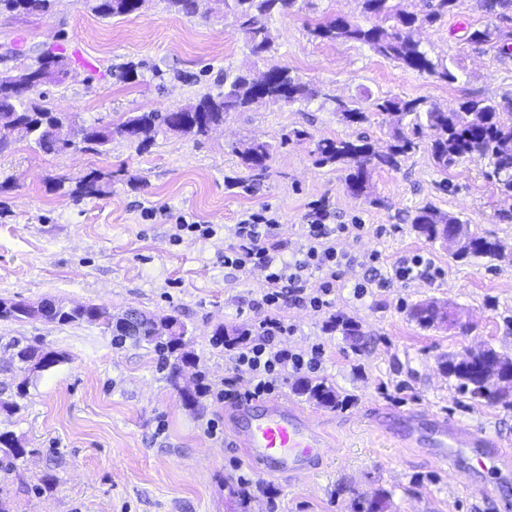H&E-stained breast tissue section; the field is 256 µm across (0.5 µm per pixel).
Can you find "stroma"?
<instances>
[{
    "mask_svg": "<svg viewBox=\"0 0 512 512\" xmlns=\"http://www.w3.org/2000/svg\"><path fill=\"white\" fill-rule=\"evenodd\" d=\"M336 15L361 20L358 0H297L272 18L276 50L256 63L233 13L212 9L209 0L192 17L166 0H145L137 13L108 19L84 0H55L47 15L0 14V70L15 66L11 49L28 58L45 47L66 52L69 78L40 86L35 97L80 126L185 105L217 92L228 68L285 66L329 94L308 104L259 102L229 113L204 138L161 133L144 150L117 137L99 154L46 152L18 135L0 152V298L180 316L186 348L208 384L196 405H186L169 360L150 345L115 341L96 322L0 321V432H13L29 450L12 469H0V500L9 512H355L377 489L389 494L388 512L512 506V408L472 400L438 368L439 360L482 344L512 354V262L455 258L411 224L416 209L431 203L512 252V221L498 217L502 203L484 176L485 161L440 171L423 137L400 169L372 172L370 196L354 197L345 171L317 165L313 154L323 138L361 133L377 149L390 143L382 116L343 122L335 96L363 108L370 98L397 96L445 111L473 98H512V54L499 52L512 44V10L495 15L479 0H459L451 13L414 30L429 55L457 74L453 83L403 69L361 43L311 36L316 22ZM483 28L491 30L490 42L468 41L469 31ZM130 62L138 76L127 80L122 69ZM294 130L305 139L285 141ZM253 139L273 147L258 182L248 181L233 151ZM96 170L112 174L105 195L77 198L56 187L58 179ZM316 201L327 204L331 223L368 231L340 241L359 263L345 272L330 311L286 309L295 345L324 346L319 378L342 400L322 407L297 394L298 376L288 374L280 398L313 411L328 442L316 468L294 480L247 462L231 431L232 405L222 398L226 382L243 390L249 376L231 368L214 332L251 327L264 274L228 275L224 233L201 239L174 226L230 225L263 212L288 257ZM374 254L390 285L356 298ZM415 259L435 277L395 280V266ZM427 299L467 311L470 329L421 328L409 311ZM345 322L358 340L345 336ZM29 344L65 360L25 375L11 356ZM13 401L18 410L10 409ZM444 416L463 430L486 431L502 453L498 469L481 470L476 448L449 460L436 455L434 420ZM243 477L244 502L231 494Z\"/></svg>",
    "mask_w": 512,
    "mask_h": 512,
    "instance_id": "1",
    "label": "stroma"
}]
</instances>
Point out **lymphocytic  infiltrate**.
Returning <instances> with one entry per match:
<instances>
[{"instance_id":"obj_1","label":"lymphocytic infiltrate","mask_w":512,"mask_h":512,"mask_svg":"<svg viewBox=\"0 0 512 512\" xmlns=\"http://www.w3.org/2000/svg\"><path fill=\"white\" fill-rule=\"evenodd\" d=\"M329 216V211L315 208L312 222L302 227L299 248L288 260L282 257L279 244L272 241L266 216L247 213L230 227L225 267L239 272L262 270L265 287L256 302L258 318L243 339L227 347L234 367L249 373V386L241 393L225 390V399H263L282 389L284 370L308 375L319 370L323 349L293 345L296 327L289 323L284 306L291 301L316 312L329 310L345 271L356 264V256L339 248L337 237L361 235L364 225L332 224ZM313 277L318 287H309Z\"/></svg>"}]
</instances>
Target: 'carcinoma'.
I'll return each mask as SVG.
<instances>
[{"instance_id": "cac0c4a2", "label": "carcinoma", "mask_w": 512, "mask_h": 512, "mask_svg": "<svg viewBox=\"0 0 512 512\" xmlns=\"http://www.w3.org/2000/svg\"><path fill=\"white\" fill-rule=\"evenodd\" d=\"M89 9L102 18L126 16L136 13L140 6L137 0H87ZM233 11L244 35L250 55L257 61H264L274 51V36L269 26L272 17L295 6L296 0H232ZM457 0H427L428 11L419 16L398 8L393 0H360L361 13L365 19H373L371 25L352 21L344 16H335L317 24L310 33L313 37L329 41H355L367 45L376 54L393 60L404 68L435 76L446 82L457 80L448 66L434 61L420 42L411 36V29L417 25L431 24L444 14L452 12ZM54 0H0V14L38 13L52 11ZM61 58L71 59L62 52L41 51L26 71L34 76ZM276 75L259 85L249 75L238 73L231 77L224 75V89L206 93L194 103L186 105L179 121L161 112H129L123 121L112 127L94 123L85 126L84 149L99 150L108 146L114 136L126 139L135 136L138 145H150L160 133H173L180 138L197 140L206 136L209 130L224 123V116L230 112L242 111L259 98H278L288 104L310 103L322 96L321 89L300 81L291 75L286 67L274 66ZM420 100H405L399 97H378L372 102V109L389 119L391 146L387 153L375 151L367 137L350 139H321L316 144L317 162L320 165L341 166L348 171L347 189L358 195H366L370 189V172L376 169H396L401 158L417 147L414 136L422 133L423 127L432 130L430 144L432 160L437 168L448 170L466 158L477 156L488 161L491 171L486 173L508 208L499 210L498 217L512 220V101L505 104L487 99H471L452 111L436 108L424 110ZM334 111L350 124L368 121L366 111L350 102L335 101ZM64 118L58 116L29 95L16 96L0 83V128L21 124L43 150L64 151L51 130L63 125ZM272 145L265 141L250 140L235 152L249 172V179L257 181L266 175ZM112 173L92 171L82 177L71 191L75 196H101L107 192ZM459 224L457 216L442 213L431 205L418 208L412 220L414 228L429 241L433 238V223ZM497 244L482 236L473 238L470 250L457 254L465 258H496ZM0 319L22 321L27 319V304L24 300L0 299ZM131 322L116 319L104 307L82 305L70 307L61 305L51 320L62 324L80 321L97 322L118 341L132 340L135 343L152 344L163 353L174 357L175 363L194 364L190 353L185 351L184 336L186 325L176 316L164 317L175 327L170 336L158 332L154 315L140 311L130 312ZM12 359L20 368L33 371H47L63 361V356L49 351L44 353L32 345L17 349ZM448 376L457 379L463 390L473 399L489 405L512 407V399L502 394H483L477 387L479 379L473 366L466 363L448 365ZM296 391L317 403L336 408L342 400L336 390L323 382L301 378L296 382ZM27 449L21 440L11 432H0V463L9 468L24 457ZM389 496L384 490L376 491L364 501L357 512H385Z\"/></svg>"}]
</instances>
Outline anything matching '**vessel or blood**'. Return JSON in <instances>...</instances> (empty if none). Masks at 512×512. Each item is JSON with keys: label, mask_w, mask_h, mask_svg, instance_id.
Instances as JSON below:
<instances>
[{"label": "vessel or blood", "mask_w": 512, "mask_h": 512, "mask_svg": "<svg viewBox=\"0 0 512 512\" xmlns=\"http://www.w3.org/2000/svg\"><path fill=\"white\" fill-rule=\"evenodd\" d=\"M230 423L246 458L272 474L293 477L311 470L324 446L311 415L288 401L239 404ZM435 435L434 445L443 455L459 447L478 448L488 443L485 433H463L445 421L436 423Z\"/></svg>", "instance_id": "vessel-or-blood-1"}]
</instances>
